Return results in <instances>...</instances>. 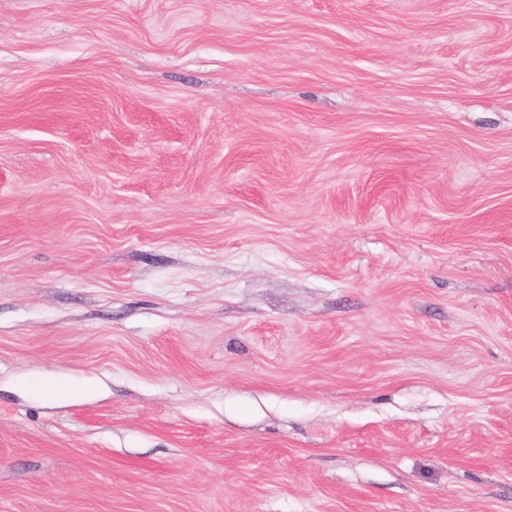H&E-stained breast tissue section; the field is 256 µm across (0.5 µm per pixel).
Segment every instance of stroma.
Masks as SVG:
<instances>
[{
	"instance_id": "1",
	"label": "stroma",
	"mask_w": 512,
	"mask_h": 512,
	"mask_svg": "<svg viewBox=\"0 0 512 512\" xmlns=\"http://www.w3.org/2000/svg\"><path fill=\"white\" fill-rule=\"evenodd\" d=\"M0 512H512V0H0Z\"/></svg>"
}]
</instances>
